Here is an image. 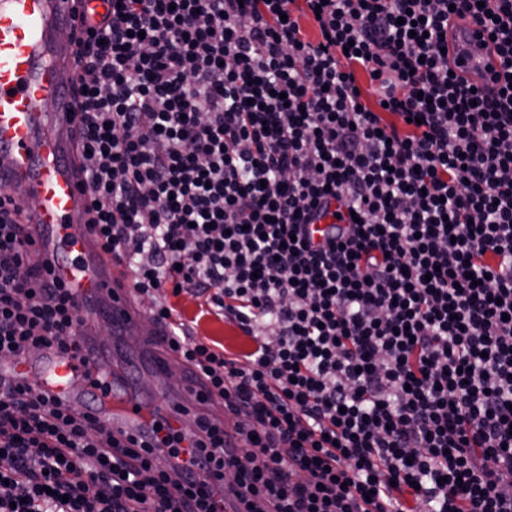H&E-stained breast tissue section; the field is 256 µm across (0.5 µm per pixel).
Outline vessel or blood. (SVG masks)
<instances>
[{
  "label": "vessel or blood",
  "mask_w": 512,
  "mask_h": 512,
  "mask_svg": "<svg viewBox=\"0 0 512 512\" xmlns=\"http://www.w3.org/2000/svg\"><path fill=\"white\" fill-rule=\"evenodd\" d=\"M109 0H0V186L27 200L23 222L33 261L49 263L53 277L71 289L83 314L78 336L95 335L100 322L112 328V342L139 326L148 331L141 347L126 352L127 368L115 385L123 401L103 398L96 414L114 437L150 443L154 425L197 438V420L224 431V455L240 448L235 418L221 399L203 393L200 381L165 338L150 326V312L138 300L125 264L106 252L89 229L90 190L82 174L75 111V50L65 36L88 11L105 12ZM448 64L467 85L483 90L490 73L502 70L493 43L472 17L448 19ZM337 204L306 230L314 243L333 238ZM108 345L93 352H53L38 359L25 349L0 361V383L32 389L53 386L76 408L88 405L82 381L86 360L104 364Z\"/></svg>",
  "instance_id": "obj_1"
}]
</instances>
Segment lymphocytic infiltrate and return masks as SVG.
I'll use <instances>...</instances> for the list:
<instances>
[{"mask_svg":"<svg viewBox=\"0 0 512 512\" xmlns=\"http://www.w3.org/2000/svg\"><path fill=\"white\" fill-rule=\"evenodd\" d=\"M112 2L77 41L91 227L243 448L207 425L161 467L20 387L0 512H216L224 479L242 512H512V0ZM454 13L493 35L498 90L450 75ZM330 199L357 220L319 247ZM22 211L0 192V359L76 337ZM170 286L253 349L186 336Z\"/></svg>","mask_w":512,"mask_h":512,"instance_id":"1","label":"lymphocytic infiltrate"}]
</instances>
